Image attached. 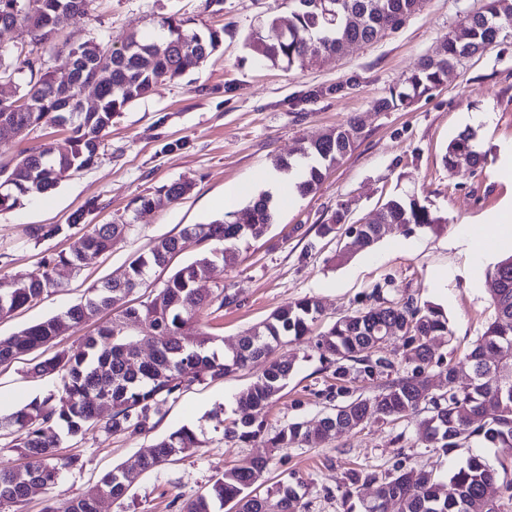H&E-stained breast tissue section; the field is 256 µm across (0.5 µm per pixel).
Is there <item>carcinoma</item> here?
I'll return each instance as SVG.
<instances>
[{
  "label": "carcinoma",
  "mask_w": 512,
  "mask_h": 512,
  "mask_svg": "<svg viewBox=\"0 0 512 512\" xmlns=\"http://www.w3.org/2000/svg\"><path fill=\"white\" fill-rule=\"evenodd\" d=\"M89 0H0V21L11 18L24 29L30 42L41 49L36 55H14L0 49V81L8 78L18 91V111L4 114L17 127L29 130L58 125L60 110L79 94L80 86L61 88L54 84L51 67L107 60L112 84L102 88L93 111L77 113L69 125L66 150L41 144L20 153L13 167L0 166V210L19 203V196L44 194L71 173L93 166L105 147L114 115L127 105L148 97L162 82H171L188 71L200 69L224 38V29L199 32L191 19L176 13L157 22L151 36L130 34L119 46L101 36L77 43L43 38L63 29L75 16L88 14ZM424 0H289L292 6L288 32L275 17L267 18L249 37V46L274 65L301 68L316 59L341 53L355 43L378 41L388 29L420 10ZM512 31V0H487L483 10L465 19L463 34L447 37L437 58H426L405 84L377 102L380 110L411 104L448 82L461 59L480 54ZM48 55L49 66L42 60ZM358 128L354 123L332 130L311 142L302 152L310 160L305 178L297 183L302 195L314 192L324 171L339 164L352 151ZM474 135L461 134L443 156L446 167L461 163L480 164L484 157L475 149ZM193 189L184 180L163 188L155 196L135 200L137 209L173 204ZM277 209L270 195L261 193L238 211L210 224L185 226L177 236L162 238L148 252L131 261L122 280L93 286L80 304L45 321L31 325L16 337L0 338V363L11 362L27 352L47 347L69 330L94 321L134 289L146 285L150 272L168 265L174 255L191 242L214 241L217 247L173 273L159 292L161 301L128 306L96 332L83 338L78 347L61 350L33 367L39 376L59 380L56 389L36 397L19 410L0 413V430L17 427L23 439L14 444L26 460L24 470L0 468V512H21L29 496V484L54 486L65 471L83 467L77 456L63 457L57 448L62 437L83 440L91 430L106 436L152 432L160 406L193 383L212 382L255 364H263L247 392L236 401L231 425L224 427L229 442L255 441L264 436V422L258 419L285 388L294 370L295 358L271 359L283 338L299 339L311 332L321 315L319 303L303 298L277 308L260 324L244 331L236 345L219 355L215 337L203 326L205 312L236 301V294L224 285L204 295L196 284L217 261H236L238 245L264 236L276 223ZM440 219L415 198L390 199L370 224L359 228L360 248L367 250L382 238L384 224L412 230L439 227ZM128 224H85L79 246L70 254L46 257L29 273L0 277V316H7L40 301L61 287L56 278L60 265L77 269L82 251L103 253L122 240ZM489 277L494 318L465 355L470 378L462 383L456 368L446 369L448 389L439 395L429 392V371L442 365L432 342L451 339L448 318L436 305H420L413 299L393 302L373 295V303L354 316L336 320L317 340L325 369L338 381L351 371L366 377L386 375L387 381L373 397H357L336 406L335 412L316 425L293 422L283 426L266 443L288 449L312 444L339 434L347 426L359 427L369 416L395 421L409 415H424V432L419 438L427 448L470 446L477 438L486 448L500 450V468L482 456L472 455L465 465L440 477L432 471L397 465L379 474L365 468L345 473L344 500H349L359 482L376 485L374 498L361 504L360 512H502V499L512 500V480L500 478V471L512 467V254L501 260ZM140 327L155 342L152 356L140 360L136 347L127 341L128 331ZM405 340V366L377 354L375 347L389 336ZM111 406V415L98 416V401ZM202 444L197 431L183 426L157 440L150 453L134 470L117 467L103 475L85 493L63 503H49L44 512H97L100 496L122 502L143 473L158 470L178 460L190 448ZM269 459H245L208 481L204 491L180 505V512H223L230 504L235 512H298L300 487L279 483L264 495L251 488L267 469Z\"/></svg>",
  "instance_id": "obj_1"
}]
</instances>
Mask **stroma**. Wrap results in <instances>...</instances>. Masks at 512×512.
Masks as SVG:
<instances>
[{"label": "stroma", "mask_w": 512, "mask_h": 512, "mask_svg": "<svg viewBox=\"0 0 512 512\" xmlns=\"http://www.w3.org/2000/svg\"><path fill=\"white\" fill-rule=\"evenodd\" d=\"M486 0H425L421 11L372 44L357 43L313 66L291 70L254 53L248 38L259 19H288V0H91V17L78 16L59 33L58 42L105 33L111 42L154 31L160 17L180 12L197 28H220L224 42L197 71L165 83L152 95L126 106L112 120L107 144L97 162L73 173L49 194L26 196L0 211V273L32 271L43 256L70 252L80 233L42 241L29 231L39 225L67 226L87 203L97 209L90 224L130 222L131 228L111 251L88 254L79 269L62 268L61 288L38 304L0 318V337L67 311L82 302L91 286L122 277L130 262L155 241L189 224L223 218L219 201L226 187L241 189V204L264 192V175L275 157L292 159L330 129L355 121L360 129L352 153L331 169L316 193H290L280 200L269 232L239 246L235 265L216 264L202 290L227 286L237 300L209 316L210 331L232 345L246 329L265 320L285 303L315 298L322 309L310 335L283 343L280 354H293L295 368L280 398L265 409L268 431L292 422L315 423L344 400L328 393L315 338L336 320L358 314L373 289L396 302L407 299L440 305L453 333L434 348L458 365L464 351L482 335L494 316L489 271L512 252V238H499L485 262L474 265L466 233L493 213L512 205V182L500 169L512 156V34L499 38L482 55L462 59L453 78L408 106L378 110L417 68L436 56L445 36L460 34L468 14ZM475 134L479 167L447 169L442 161L449 142L463 131ZM180 146L169 149L168 144ZM178 180L192 181L178 203L149 211L134 201ZM417 198L437 216L440 231L400 230L386 234L372 249L352 250L340 258L337 241L318 233L335 211L347 223L372 221L392 198ZM35 350L0 365V411H14L52 389L57 380L37 376ZM253 372L195 384L162 407L156 428L136 436L89 433L78 443L63 441L60 455L79 456L82 469L64 473L49 489L32 493L23 512H42L47 499L81 495L113 468L130 467L155 442L184 425L202 429L203 444L189 449L167 467L143 473L124 505L104 500L101 512H179L185 499L208 480L242 460L263 456L270 467L260 482L268 489L280 481H301L300 512H346L339 481L352 468L384 473L396 464L428 467L447 475L469 454L496 463L493 448L442 452L419 441L422 418L395 422L367 419L362 426L312 445L289 449L280 457L261 441L232 444L215 428V417H231L236 399L247 390Z\"/></svg>", "instance_id": "obj_1"}]
</instances>
